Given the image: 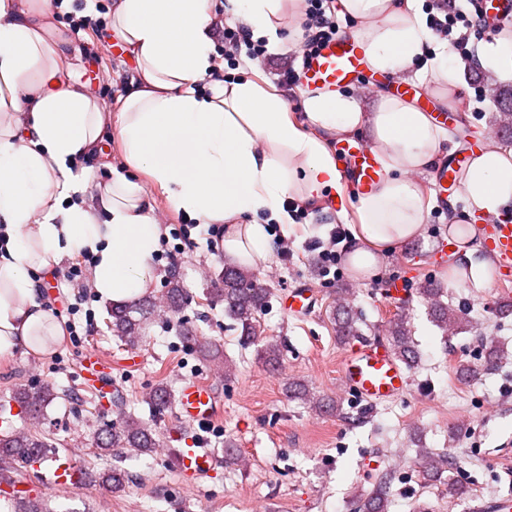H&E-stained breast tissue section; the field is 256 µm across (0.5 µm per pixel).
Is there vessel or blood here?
<instances>
[{"label":"vessel or blood","mask_w":512,"mask_h":512,"mask_svg":"<svg viewBox=\"0 0 512 512\" xmlns=\"http://www.w3.org/2000/svg\"><path fill=\"white\" fill-rule=\"evenodd\" d=\"M483 17L492 24L512 20V0H475ZM365 70V59L357 40L339 35L323 44L309 57L303 81L311 89L354 87ZM342 159L349 164L347 183L352 192H367L381 175L380 164L372 148L360 138H346L339 144ZM491 252L502 277L512 276V215L501 214L490 228ZM344 386L369 403L377 404L402 395L408 387L405 371L384 345L373 342L351 347L339 364ZM218 412L217 400L204 381L189 379L179 391V416L189 422L206 424ZM193 476L208 475L217 465L213 453L193 448L184 460Z\"/></svg>","instance_id":"b4317fda"}]
</instances>
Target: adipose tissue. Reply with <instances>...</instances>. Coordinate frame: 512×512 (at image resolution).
<instances>
[{"label":"adipose tissue","mask_w":512,"mask_h":512,"mask_svg":"<svg viewBox=\"0 0 512 512\" xmlns=\"http://www.w3.org/2000/svg\"><path fill=\"white\" fill-rule=\"evenodd\" d=\"M292 0H222L250 39L278 41ZM369 69L402 76L424 57L429 31L416 0H340ZM73 0H0V356L58 337L60 324L37 300L35 273L93 255L91 287L123 305L147 294L162 227L141 184L117 173L91 187L81 161L100 157L116 128L124 164L146 172L177 213L225 227L228 262L255 265L273 249L270 224L293 221L288 195L313 199L344 190L328 138L367 131L382 176L360 195L350 265L366 277L382 255L423 232L429 209L409 172L439 165L450 135L433 115L393 96L363 111L341 90H309L307 125L287 103L249 79L198 82L218 63L209 0H117L111 31L136 61L116 111L64 70L49 35L52 9ZM316 134H309L308 126ZM466 215L512 208V150L477 154L460 181Z\"/></svg>","instance_id":"1"}]
</instances>
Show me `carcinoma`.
I'll use <instances>...</instances> for the list:
<instances>
[{
  "instance_id": "1",
  "label": "carcinoma",
  "mask_w": 512,
  "mask_h": 512,
  "mask_svg": "<svg viewBox=\"0 0 512 512\" xmlns=\"http://www.w3.org/2000/svg\"><path fill=\"white\" fill-rule=\"evenodd\" d=\"M222 287L213 288L207 292L209 299L224 303V315L233 320L240 331V341L244 345L257 344L263 357L274 363L279 356L278 346L261 336L256 324V315L268 303L270 292L257 283L255 275L248 269L239 266H226L221 277ZM422 294L434 299L432 317L436 325L444 330L454 324L457 315L453 309L437 301L441 288L425 284ZM188 295L177 275L170 276L168 288L160 301L146 300L134 305L115 306L111 309L109 322L112 336L130 344L135 343L142 334L147 319L157 309L176 314L180 312ZM357 318L351 308L341 305L336 308V336L345 341L360 334L356 326ZM391 348L395 356L406 363H412L417 358V352L412 339V331L408 322L400 318L392 322L389 330ZM288 395L301 399L319 411H331L334 405L314 396L299 382H292L287 388ZM57 397L54 385L45 382L38 386H28L19 389L15 394L16 401L24 408L28 421V432L18 434L0 433V477L18 466L39 464L45 459L56 456L54 443L48 441L39 427L44 420L46 408ZM149 405L156 413L171 409L176 405L175 395L161 386L149 397ZM158 444L155 433L147 425L129 414L119 422L112 424L106 431L105 437L97 443L101 451L115 449L149 452ZM453 461L444 454H434L426 451L422 454V467L425 475L436 480L445 469L451 467ZM388 482H382L369 496L358 501V512H387Z\"/></svg>"
}]
</instances>
